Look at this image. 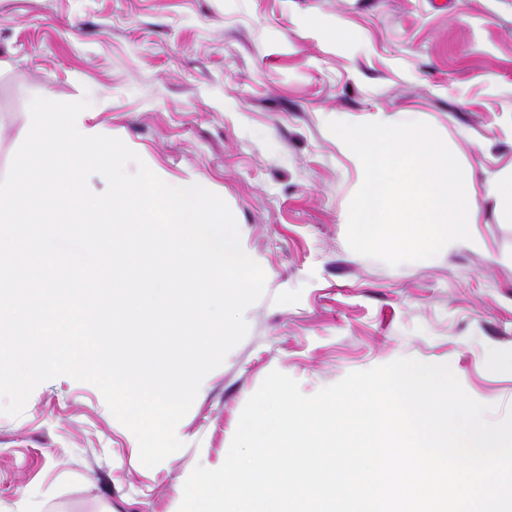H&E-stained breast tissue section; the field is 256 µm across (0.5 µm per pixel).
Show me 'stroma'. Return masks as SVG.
<instances>
[{"instance_id":"1","label":"stroma","mask_w":512,"mask_h":512,"mask_svg":"<svg viewBox=\"0 0 512 512\" xmlns=\"http://www.w3.org/2000/svg\"><path fill=\"white\" fill-rule=\"evenodd\" d=\"M46 94L91 98L85 126L220 195L266 284L154 467L91 383L0 414V512H174L274 370L311 396L447 363L489 419L512 408V214L485 193L512 173V0H0V178ZM335 118L434 127L479 199L478 245L397 266L353 252L363 172Z\"/></svg>"}]
</instances>
